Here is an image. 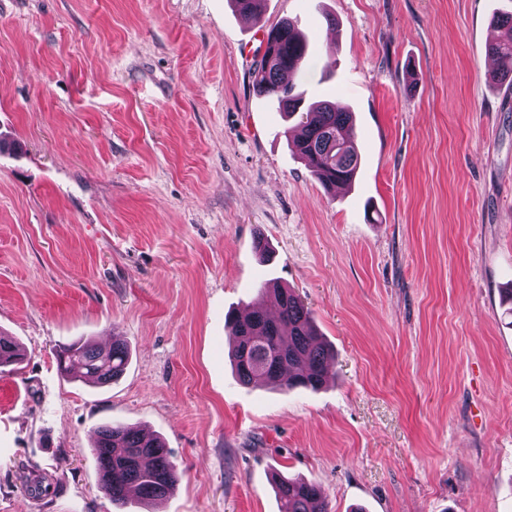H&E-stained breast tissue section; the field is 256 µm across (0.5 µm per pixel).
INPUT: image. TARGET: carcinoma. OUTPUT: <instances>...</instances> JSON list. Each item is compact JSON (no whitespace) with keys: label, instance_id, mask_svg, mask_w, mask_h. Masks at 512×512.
Masks as SVG:
<instances>
[{"label":"carcinoma","instance_id":"1","mask_svg":"<svg viewBox=\"0 0 512 512\" xmlns=\"http://www.w3.org/2000/svg\"><path fill=\"white\" fill-rule=\"evenodd\" d=\"M238 16L255 19L257 0H231ZM498 35L487 47L497 62L492 80L512 86V12L496 16ZM309 55V41L296 21L281 18L266 34V49L252 72L256 96L277 102L288 114L306 113L302 133L293 139V149L305 160L312 175L327 189L349 185L359 166V150L352 113L327 100L305 104V93L285 76H295ZM273 292L278 315L268 316L255 308L242 317L230 313L226 323L234 336L233 365L241 384H284L318 390L330 378L329 349L319 340L309 313L294 291L276 287ZM20 348L0 334V367L16 363ZM61 371L95 385H106L122 376L128 364L125 341H112L107 348L90 341L62 345L57 351ZM95 459L99 481L114 504H122L130 491L143 501L160 500L172 493L177 482L175 464L164 443L139 429L105 424L98 427ZM280 512H328L320 488L310 482L280 479L275 485Z\"/></svg>","mask_w":512,"mask_h":512}]
</instances>
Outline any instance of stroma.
I'll list each match as a JSON object with an SVG mask.
<instances>
[{
    "instance_id": "stroma-1",
    "label": "stroma",
    "mask_w": 512,
    "mask_h": 512,
    "mask_svg": "<svg viewBox=\"0 0 512 512\" xmlns=\"http://www.w3.org/2000/svg\"><path fill=\"white\" fill-rule=\"evenodd\" d=\"M512 0H0V512H512ZM333 14L337 27L324 21ZM297 19L307 98L353 112L360 166L325 190L299 116L252 91ZM263 237L273 253L262 262ZM293 289L335 356L319 391L242 386L228 311ZM126 340L111 385L59 345ZM159 435L178 483L99 485L97 426ZM492 25L498 35L487 47L489 57L497 62V67L491 73L493 81L512 87V12H503L496 16ZM279 512H328L320 488L310 482L280 479L275 485Z\"/></svg>"
}]
</instances>
